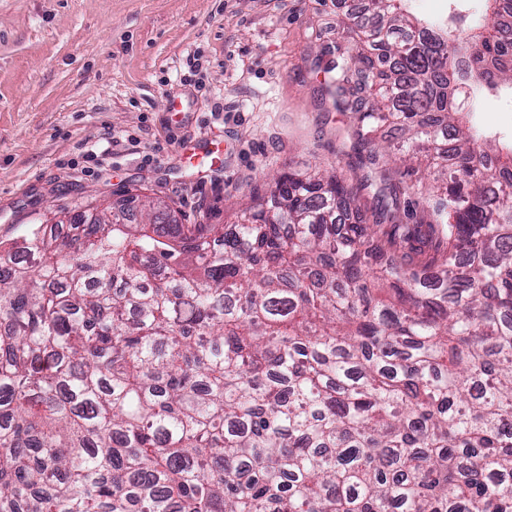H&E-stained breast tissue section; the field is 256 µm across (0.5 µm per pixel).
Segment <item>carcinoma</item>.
<instances>
[{"label":"carcinoma","mask_w":512,"mask_h":512,"mask_svg":"<svg viewBox=\"0 0 512 512\" xmlns=\"http://www.w3.org/2000/svg\"><path fill=\"white\" fill-rule=\"evenodd\" d=\"M364 0L324 67L351 170L288 171L233 224L135 195L0 242V512H512V0ZM438 172L428 218L380 165ZM376 186L370 202L361 192ZM448 0H410L408 6L417 17L435 20L448 12ZM509 97L479 93L466 100L465 107L474 112L475 122L480 129L509 137L512 135V100Z\"/></svg>","instance_id":"obj_1"}]
</instances>
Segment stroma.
Masks as SVG:
<instances>
[{"label": "stroma", "mask_w": 512, "mask_h": 512, "mask_svg": "<svg viewBox=\"0 0 512 512\" xmlns=\"http://www.w3.org/2000/svg\"><path fill=\"white\" fill-rule=\"evenodd\" d=\"M338 0H0V241L154 190L229 224L269 176L347 163L354 118L321 80ZM512 135V98L466 101Z\"/></svg>", "instance_id": "stroma-1"}]
</instances>
